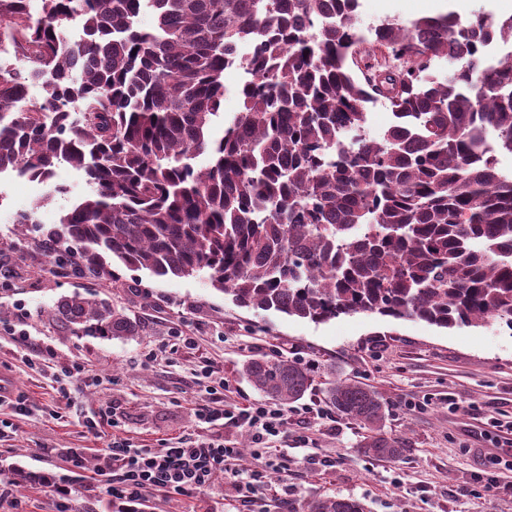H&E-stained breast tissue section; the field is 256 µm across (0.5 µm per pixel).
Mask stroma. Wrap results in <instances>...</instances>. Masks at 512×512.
<instances>
[{"mask_svg":"<svg viewBox=\"0 0 512 512\" xmlns=\"http://www.w3.org/2000/svg\"><path fill=\"white\" fill-rule=\"evenodd\" d=\"M358 26L368 30L391 17L406 22L451 12L468 20L476 14L512 15V0H359ZM65 194L45 205L37 200V183L0 175V270L11 285L0 290V321L20 325L49 345L57 364H83L89 381H75L71 404L62 419L50 416L55 392L49 379L28 368L21 350L0 332V375L12 390L23 392L29 415L0 409V419L13 424L10 441L0 444V475L11 467L44 472L50 484L13 487L0 512H55L57 491L94 484L92 495L74 494L66 512H117L108 485L95 471L76 469L60 456L63 448L84 449L86 457L102 456L109 435L85 433L82 420L110 410L122 433L139 447L160 450L179 438L213 433L197 421L194 408L206 396L207 379L199 372L209 359L224 375V398L244 404L263 395L242 374L243 362L256 355L283 356L307 365L324 379L361 382L379 391L387 403L385 429L407 437L411 451L389 462L365 457L356 445L362 430L335 412L324 388H316L289 411L307 404L322 417L307 432L290 422L288 433L273 438L279 457L288 461L282 479L288 499L301 503L323 494L360 499L368 512H512V498L500 492L512 483V470L494 464V456L512 454L490 417L512 418V330L496 322L478 327L438 328L422 321L379 316H342L313 323L272 311L236 306L205 279L159 278L144 270L115 266L114 277L93 276L67 265L52 267L41 249V236L15 223L34 212L43 228L89 188L82 173L60 165L54 178ZM109 299L140 325L129 339L75 336L52 318L57 301L73 294ZM197 337L195 348L171 350L172 330ZM155 350L156 361L143 357ZM458 403L450 411L449 403ZM329 467H321V460ZM258 465L246 448L235 475L218 474L212 485L189 495L157 491L151 512H238L234 477H247Z\"/></svg>","mask_w":512,"mask_h":512,"instance_id":"1","label":"stroma"}]
</instances>
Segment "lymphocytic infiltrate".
Here are the masks:
<instances>
[{"label":"lymphocytic infiltrate","instance_id":"obj_1","mask_svg":"<svg viewBox=\"0 0 512 512\" xmlns=\"http://www.w3.org/2000/svg\"><path fill=\"white\" fill-rule=\"evenodd\" d=\"M218 387H210L211 400L195 410L198 420L208 424L222 423L227 429L245 428L252 432L256 446L253 454L260 464L246 479L234 481V496L247 512H277L284 504L283 488L267 481V470L276 466L287 468V461H273L268 441L288 430L287 411L262 403H226L218 395ZM108 411L85 417L86 433L99 434L103 426L113 429L109 449L98 466V474L112 486L113 498L137 503L154 491L190 494L209 487L214 475L232 472L240 455L226 438L200 437L177 439L154 451L130 443L120 431L114 430Z\"/></svg>","mask_w":512,"mask_h":512}]
</instances>
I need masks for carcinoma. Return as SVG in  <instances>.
<instances>
[{"mask_svg":"<svg viewBox=\"0 0 512 512\" xmlns=\"http://www.w3.org/2000/svg\"><path fill=\"white\" fill-rule=\"evenodd\" d=\"M359 0H0V174L49 186L67 163L91 193L47 232L88 273L112 262L199 277L246 308L322 323L341 315L452 329L512 328V16L386 20L367 40ZM155 18L139 26L143 10ZM81 33H71L73 24ZM250 78L220 136L224 71ZM39 82L42 97L27 99ZM393 123L370 137L368 104ZM56 312L75 336L139 326L78 294ZM243 374L294 403L301 362L258 356ZM364 456L400 460L379 392L331 377ZM12 481L48 484L12 468ZM289 512H366L327 495Z\"/></svg>","mask_w":512,"mask_h":512,"instance_id":"obj_1","label":"carcinoma"}]
</instances>
